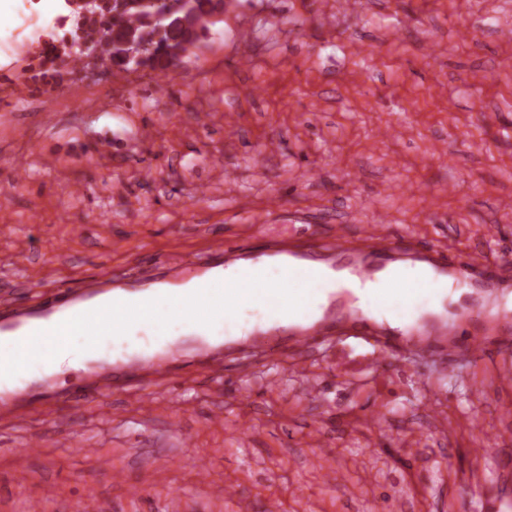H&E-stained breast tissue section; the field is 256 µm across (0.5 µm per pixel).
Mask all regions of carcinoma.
<instances>
[{
	"label": "carcinoma",
	"mask_w": 512,
	"mask_h": 512,
	"mask_svg": "<svg viewBox=\"0 0 512 512\" xmlns=\"http://www.w3.org/2000/svg\"><path fill=\"white\" fill-rule=\"evenodd\" d=\"M185 11L182 0H99L93 8L66 11L72 21L69 35L58 37L50 30L44 36L51 43L42 49L43 64L55 69L77 60L93 57L122 71L130 70L124 58L130 52L140 55L141 68L167 72L177 63L171 50L184 43H196L215 25L212 16L224 10V0H190ZM70 43L75 49L63 56L57 44Z\"/></svg>",
	"instance_id": "cac0c4a2"
}]
</instances>
